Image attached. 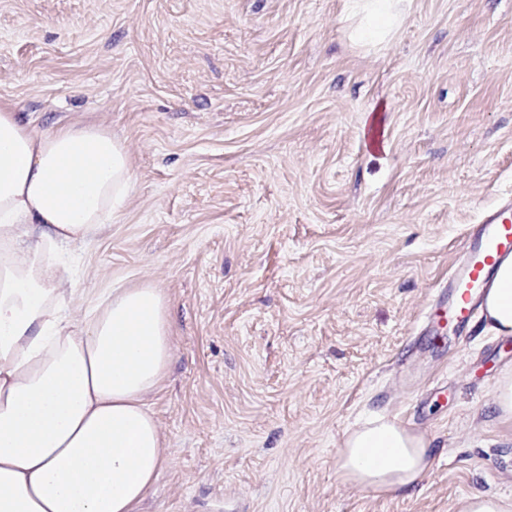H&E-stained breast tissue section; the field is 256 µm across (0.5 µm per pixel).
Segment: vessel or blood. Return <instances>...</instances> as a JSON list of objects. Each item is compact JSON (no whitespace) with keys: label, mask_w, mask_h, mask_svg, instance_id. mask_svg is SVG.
Here are the masks:
<instances>
[{"label":"vessel or blood","mask_w":512,"mask_h":512,"mask_svg":"<svg viewBox=\"0 0 512 512\" xmlns=\"http://www.w3.org/2000/svg\"><path fill=\"white\" fill-rule=\"evenodd\" d=\"M512 259V195L500 196L484 208L475 223L463 231L448 276L438 285L437 297L417 335L408 337L398 349L394 368L402 385L427 352L428 343L444 338L449 348L483 329L481 311L489 288L501 266Z\"/></svg>","instance_id":"vessel-or-blood-1"}]
</instances>
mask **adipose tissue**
I'll use <instances>...</instances> for the list:
<instances>
[{"label":"adipose tissue","mask_w":512,"mask_h":512,"mask_svg":"<svg viewBox=\"0 0 512 512\" xmlns=\"http://www.w3.org/2000/svg\"><path fill=\"white\" fill-rule=\"evenodd\" d=\"M356 35L384 39L393 0H362ZM132 172L111 132H35L0 106V512H134L160 462L141 396L169 358L167 305L157 289L114 293L73 329L54 311L61 281L46 249L88 237L123 202ZM495 331L512 333V263L485 301ZM424 440L373 420L340 450L343 478L377 491L418 480Z\"/></svg>","instance_id":"1"}]
</instances>
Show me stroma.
Returning a JSON list of instances; mask_svg holds the SVG:
<instances>
[{"mask_svg": "<svg viewBox=\"0 0 512 512\" xmlns=\"http://www.w3.org/2000/svg\"><path fill=\"white\" fill-rule=\"evenodd\" d=\"M344 0H0V102L40 132L124 145L123 206L58 246L59 302L87 324L120 288L165 298L170 357L143 402L161 462L137 512H461L512 505V340L426 359L424 418L394 356L465 225L512 193V0H399L356 45ZM384 417L429 466L376 492L346 437Z\"/></svg>", "mask_w": 512, "mask_h": 512, "instance_id": "obj_1", "label": "stroma"}]
</instances>
